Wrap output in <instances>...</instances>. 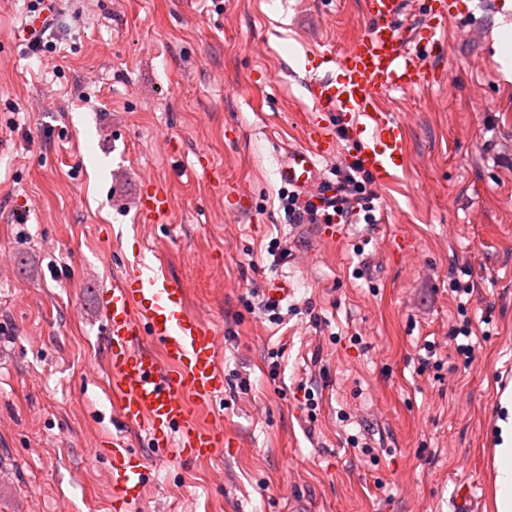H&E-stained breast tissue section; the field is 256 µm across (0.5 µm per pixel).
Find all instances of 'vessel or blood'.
<instances>
[{
    "mask_svg": "<svg viewBox=\"0 0 512 512\" xmlns=\"http://www.w3.org/2000/svg\"><path fill=\"white\" fill-rule=\"evenodd\" d=\"M368 25L344 51L330 53L337 73L311 81L313 112L304 145L289 148L278 168L281 183L301 199L328 207L335 184L319 177L320 161L333 153L326 117H335L347 141L355 143L353 162L378 185L388 184L406 164L408 138L402 121L382 103L395 91L429 82L431 59L447 42L451 15L446 0H422V19H408L410 0H364ZM173 207L171 194L144 180L137 201L140 223L155 224ZM105 328L110 389L121 422L145 430L163 454L202 461L224 447V432L202 423L194 408L210 403L224 389L218 338L186 304L183 284L161 278L146 265L99 293ZM112 503L130 512L142 497L146 468L134 461L124 438L112 441ZM474 489L456 483L449 512H471Z\"/></svg>",
    "mask_w": 512,
    "mask_h": 512,
    "instance_id": "vessel-or-blood-1",
    "label": "vessel or blood"
}]
</instances>
